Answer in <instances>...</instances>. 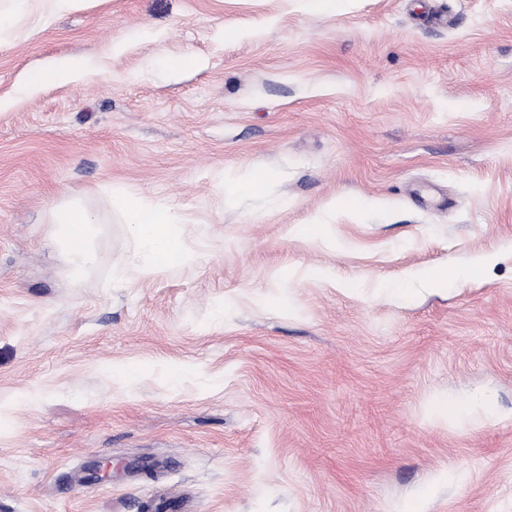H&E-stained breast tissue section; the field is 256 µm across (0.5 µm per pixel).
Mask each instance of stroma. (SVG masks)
Segmentation results:
<instances>
[{"mask_svg": "<svg viewBox=\"0 0 512 512\" xmlns=\"http://www.w3.org/2000/svg\"><path fill=\"white\" fill-rule=\"evenodd\" d=\"M66 57L96 76L0 110V512H393L437 472L427 512H512V0H91L16 26L0 97ZM120 189L191 261L138 272ZM273 176L258 169L247 168L224 176V196L233 198L245 194L262 182H268ZM54 224L53 242L66 257L70 280L79 283L95 261L93 245L101 233V222L79 205L71 204L58 212ZM475 408L481 409L486 418L493 419L495 417V412L488 405L463 402L457 398H448V400L438 402L434 406L431 415L436 419L452 423L467 416Z\"/></svg>", "mask_w": 512, "mask_h": 512, "instance_id": "obj_1", "label": "stroma"}]
</instances>
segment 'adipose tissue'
Masks as SVG:
<instances>
[{
	"label": "adipose tissue",
	"mask_w": 512,
	"mask_h": 512,
	"mask_svg": "<svg viewBox=\"0 0 512 512\" xmlns=\"http://www.w3.org/2000/svg\"><path fill=\"white\" fill-rule=\"evenodd\" d=\"M85 0H0V43L9 37L17 21H27L30 28L41 30L63 13L79 9ZM83 58H63L33 72L20 85L18 96H26L47 84L67 83L79 77L93 76ZM120 204L138 242L142 260L141 273L181 264L186 255L177 230V217L163 205L129 194H121ZM54 244L65 255L72 282H81L95 261L93 245L101 233L97 217L72 204L58 212Z\"/></svg>",
	"instance_id": "1"
}]
</instances>
